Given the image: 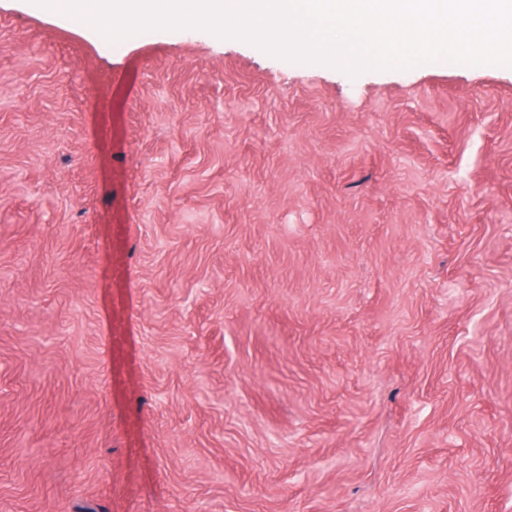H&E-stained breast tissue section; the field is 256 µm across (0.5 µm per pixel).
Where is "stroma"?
<instances>
[{"label":"stroma","mask_w":512,"mask_h":512,"mask_svg":"<svg viewBox=\"0 0 512 512\" xmlns=\"http://www.w3.org/2000/svg\"><path fill=\"white\" fill-rule=\"evenodd\" d=\"M0 512H512V68L0 0Z\"/></svg>","instance_id":"35a3bbf8"}]
</instances>
